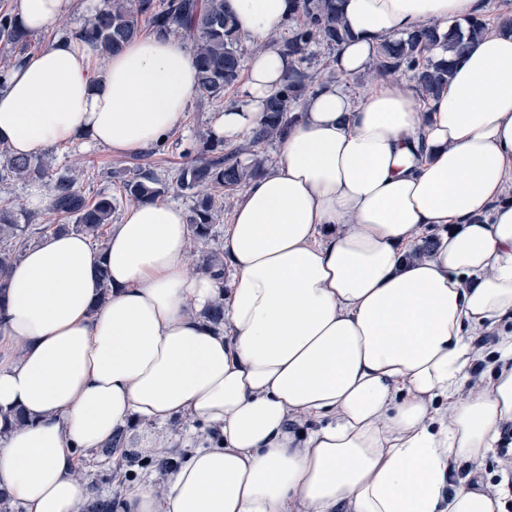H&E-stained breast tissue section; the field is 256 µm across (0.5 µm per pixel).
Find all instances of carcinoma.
Instances as JSON below:
<instances>
[{"label": "carcinoma", "instance_id": "1", "mask_svg": "<svg viewBox=\"0 0 512 512\" xmlns=\"http://www.w3.org/2000/svg\"><path fill=\"white\" fill-rule=\"evenodd\" d=\"M342 0H302L301 18L288 35L275 42L285 54L308 61L314 48L335 50L350 37L341 19ZM162 34L187 38L193 45L197 83L193 94L203 103L222 102L225 93L238 82L242 72V52L235 19L226 8V0H104L103 7L75 31V35L92 44L104 57L118 51L138 35L143 23ZM437 42V30L421 25L398 41L386 40L372 67L380 75L398 71L411 74L418 91L429 97L440 95L448 85L455 59L463 51L459 39L448 40L449 57L440 61L428 55ZM0 44L29 46V34L16 21V15L0 12ZM313 73H295L266 105V119L253 133L249 146L224 150V141L200 135L183 150L184 161L175 174V187L193 199L189 227L193 245L203 247L215 237V224L224 212V192H234L255 180L266 169L263 156L255 148L280 138L305 90L314 85ZM250 154L246 163L240 155ZM0 182H28L42 178L52 170V160L45 157L14 156L0 145ZM122 184L125 202L138 204L160 198L168 185L160 182L141 165L128 173H115ZM116 198L100 194L89 198L73 173L59 175L53 187L49 210L57 224L42 227L88 237L98 249L106 244V227L112 223ZM36 229L19 223V212L12 201L0 200V273L6 272L27 249ZM86 512H112V499L96 493L87 503Z\"/></svg>", "mask_w": 512, "mask_h": 512}]
</instances>
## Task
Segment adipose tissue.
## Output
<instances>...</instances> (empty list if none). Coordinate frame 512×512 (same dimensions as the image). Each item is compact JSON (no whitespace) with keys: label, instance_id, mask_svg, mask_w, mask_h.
I'll use <instances>...</instances> for the list:
<instances>
[{"label":"adipose tissue","instance_id":"obj_1","mask_svg":"<svg viewBox=\"0 0 512 512\" xmlns=\"http://www.w3.org/2000/svg\"><path fill=\"white\" fill-rule=\"evenodd\" d=\"M30 32L73 0H18ZM257 43L242 92L212 116L250 137L299 65L271 45L297 0H227ZM335 55L363 71L383 40L425 22L460 32L485 0H344ZM187 43L150 32L100 58L67 34L22 57L0 89V143L35 156L89 141L125 155L182 123ZM176 202L128 207L105 249L45 236L0 302V489L24 512H85L78 452L164 459L177 420L207 422L164 493L127 485L113 512H504L484 460L512 423V32L470 42L439 97L379 79L362 99L309 89L275 163L224 227L225 280L190 270ZM112 296L97 304L98 270ZM224 304L215 326L202 311ZM480 377H472L476 365Z\"/></svg>","mask_w":512,"mask_h":512}]
</instances>
